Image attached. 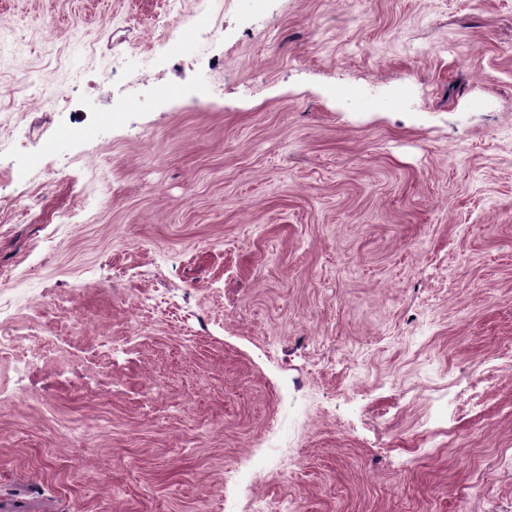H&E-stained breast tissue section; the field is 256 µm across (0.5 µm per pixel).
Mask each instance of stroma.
<instances>
[{
  "instance_id": "obj_1",
  "label": "stroma",
  "mask_w": 512,
  "mask_h": 512,
  "mask_svg": "<svg viewBox=\"0 0 512 512\" xmlns=\"http://www.w3.org/2000/svg\"><path fill=\"white\" fill-rule=\"evenodd\" d=\"M0 324V512H512V0H0Z\"/></svg>"
}]
</instances>
